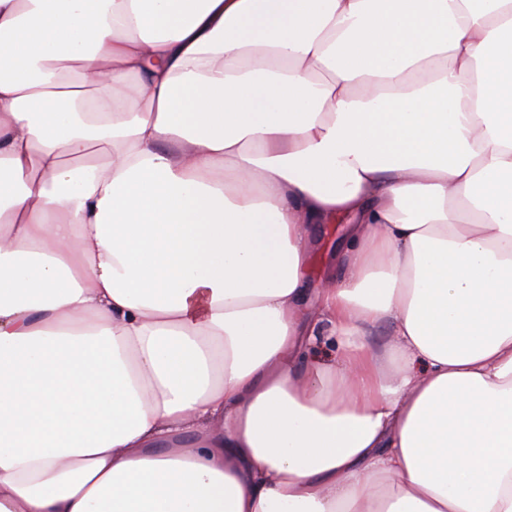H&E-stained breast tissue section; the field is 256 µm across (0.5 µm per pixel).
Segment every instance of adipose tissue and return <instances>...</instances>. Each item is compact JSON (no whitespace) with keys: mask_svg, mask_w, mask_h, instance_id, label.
<instances>
[{"mask_svg":"<svg viewBox=\"0 0 512 512\" xmlns=\"http://www.w3.org/2000/svg\"><path fill=\"white\" fill-rule=\"evenodd\" d=\"M0 512H512V0H0ZM343 222L331 224L329 228L322 225L317 226L316 237L318 249L313 256V263L310 269V276L314 284H319L323 277V270L329 256L335 252V248L342 234Z\"/></svg>","mask_w":512,"mask_h":512,"instance_id":"ef3b65f1","label":"adipose tissue"}]
</instances>
